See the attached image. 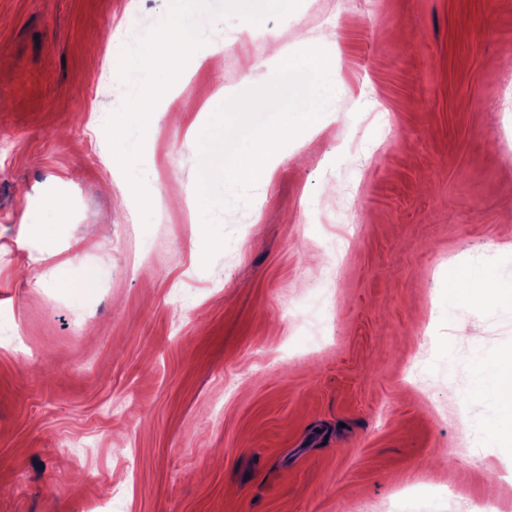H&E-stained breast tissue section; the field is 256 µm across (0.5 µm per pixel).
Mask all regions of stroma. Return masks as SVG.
Wrapping results in <instances>:
<instances>
[{
    "instance_id": "1",
    "label": "stroma",
    "mask_w": 512,
    "mask_h": 512,
    "mask_svg": "<svg viewBox=\"0 0 512 512\" xmlns=\"http://www.w3.org/2000/svg\"><path fill=\"white\" fill-rule=\"evenodd\" d=\"M167 9L0 0V512H386L400 486L408 512H454L433 490L461 470L467 499L512 512V424L482 379L512 352V294H474L512 282V156L492 146L512 0H301L257 34L226 18L155 105L146 222L106 133L129 86L101 50ZM328 29L327 112L234 192L204 262L188 136L274 72L269 45ZM29 208L50 239L22 231Z\"/></svg>"
}]
</instances>
